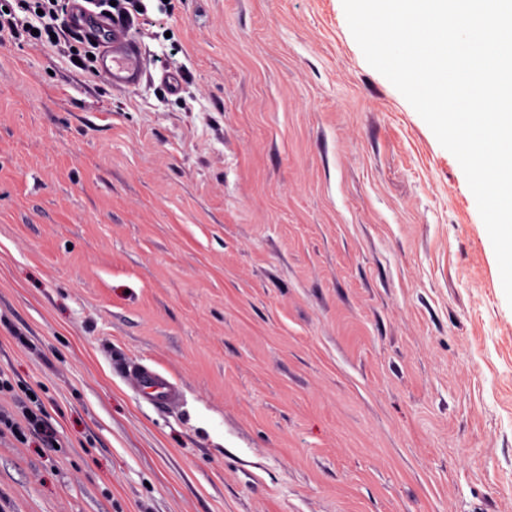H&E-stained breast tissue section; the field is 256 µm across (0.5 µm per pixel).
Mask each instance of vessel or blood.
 Masks as SVG:
<instances>
[{
    "label": "vessel or blood",
    "instance_id": "vessel-or-blood-1",
    "mask_svg": "<svg viewBox=\"0 0 512 512\" xmlns=\"http://www.w3.org/2000/svg\"><path fill=\"white\" fill-rule=\"evenodd\" d=\"M68 24L95 42L99 49L100 70L113 86L132 88L140 83L145 68L142 54L130 33V22L88 12L82 0H74ZM131 383L144 398L155 404L167 406L179 396L174 383L144 366L135 368Z\"/></svg>",
    "mask_w": 512,
    "mask_h": 512
}]
</instances>
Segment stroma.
Listing matches in <instances>:
<instances>
[{
    "mask_svg": "<svg viewBox=\"0 0 512 512\" xmlns=\"http://www.w3.org/2000/svg\"><path fill=\"white\" fill-rule=\"evenodd\" d=\"M144 3L132 89L0 43V412L35 391L55 436L0 430V512H512V305L457 159L342 0ZM131 384L144 398L159 405L168 406L179 396V389L174 383L148 367L135 368Z\"/></svg>",
    "mask_w": 512,
    "mask_h": 512,
    "instance_id": "35a3bbf8",
    "label": "stroma"
}]
</instances>
